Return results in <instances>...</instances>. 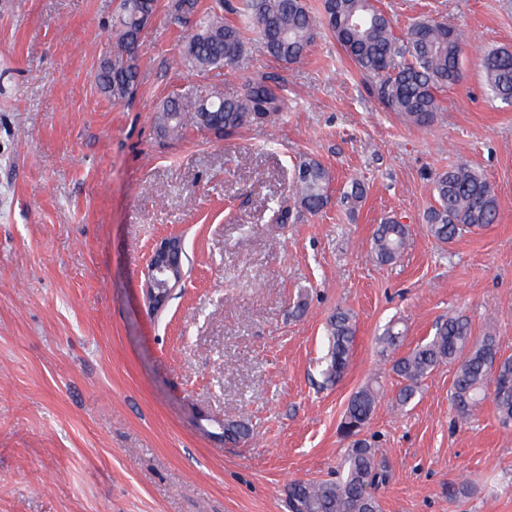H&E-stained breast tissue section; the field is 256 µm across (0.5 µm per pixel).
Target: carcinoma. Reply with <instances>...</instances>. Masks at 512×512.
<instances>
[{"mask_svg":"<svg viewBox=\"0 0 512 512\" xmlns=\"http://www.w3.org/2000/svg\"><path fill=\"white\" fill-rule=\"evenodd\" d=\"M159 0H119L112 19V54L98 66L96 81L102 94L114 103L133 98L139 83L136 58L143 13H157ZM171 21L183 24L195 18L193 32L184 43L177 67L200 73L238 59L245 47L244 29L258 30L267 54L277 61L295 63L314 42L317 23L303 0H242L232 8L235 22L224 21V0L201 12L198 0H169ZM324 19L346 55L367 75L376 79L374 93L385 108L409 122L432 121L439 102L435 91L461 79V59L467 38L455 27L435 19L414 22L403 39L394 36L389 17L376 0H323ZM482 68L488 89L505 102L512 101V51L487 52ZM286 98L279 77L265 74L252 81L245 93L226 98L216 89L174 93L158 109V133L180 139L187 129L228 136L248 123H263L284 111ZM331 175L314 159L301 161L294 183L298 203L315 214L329 200ZM433 191L437 205L429 210L431 235L443 244L464 232L496 222L498 198L489 183L470 166L460 164L436 177ZM364 187L353 181L342 202L353 209L364 198ZM409 235L408 226L394 219L378 225L372 250L380 264L401 257ZM356 335L354 316L336 309L326 326V382L339 383L349 368ZM404 341V330L393 325L380 338L381 349L394 353ZM453 371L450 401L454 413L467 418L486 401L494 405L504 429H512V355L501 350L491 331L474 335L469 319L452 314L436 326L434 335L392 361V372L403 380L397 405L407 406L423 381L437 368ZM380 389L365 385L349 399L339 423L340 434L350 440L334 481L296 480L288 486L290 512H381L377 490L388 477L385 461L365 437ZM251 430L244 421L224 423V439L244 440Z\"/></svg>","mask_w":512,"mask_h":512,"instance_id":"carcinoma-1","label":"carcinoma"}]
</instances>
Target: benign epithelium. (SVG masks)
I'll return each instance as SVG.
<instances>
[{"label": "benign epithelium", "instance_id": "obj_1", "mask_svg": "<svg viewBox=\"0 0 512 512\" xmlns=\"http://www.w3.org/2000/svg\"><path fill=\"white\" fill-rule=\"evenodd\" d=\"M184 254L180 238L170 237L161 240L154 247L147 267L145 295L148 309L161 311L174 291L185 281L183 265H175L174 255Z\"/></svg>", "mask_w": 512, "mask_h": 512}]
</instances>
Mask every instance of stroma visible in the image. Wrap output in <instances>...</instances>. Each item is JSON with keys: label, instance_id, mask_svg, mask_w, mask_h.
<instances>
[{"label": "stroma", "instance_id": "1", "mask_svg": "<svg viewBox=\"0 0 512 512\" xmlns=\"http://www.w3.org/2000/svg\"><path fill=\"white\" fill-rule=\"evenodd\" d=\"M304 2L318 23L303 59L269 57L252 28L242 56L205 73L171 68L190 28L158 11L137 92L115 104L95 75L117 0H0V512H288L292 480L335 479L340 417L374 380L383 512H512V430L488 403L457 419L444 366L395 407L400 379L378 343L396 322L411 349L457 311L512 354V105L481 66L512 50V0H377L397 37L425 17L471 36L425 126L383 108L322 0ZM265 73L288 98L277 119L159 136L172 92L235 97ZM310 158L332 176L329 202L278 223ZM461 162L494 187L499 217L442 244L424 221L432 180ZM354 179L366 195L350 211L340 195ZM389 218L410 232L382 265L372 238ZM176 235L186 282L154 316L147 265ZM339 308L357 334L330 386L323 337ZM212 418L245 421L250 439L212 434ZM464 483L471 495L449 496Z\"/></svg>", "mask_w": 512, "mask_h": 512}]
</instances>
